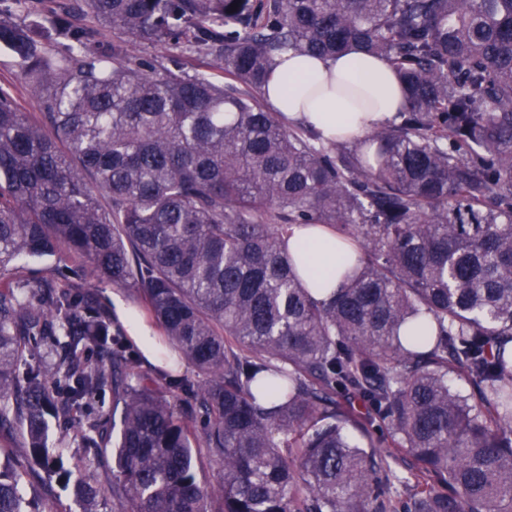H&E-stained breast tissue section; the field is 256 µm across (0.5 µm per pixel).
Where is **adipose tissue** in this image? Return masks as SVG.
<instances>
[{"label":"adipose tissue","mask_w":512,"mask_h":512,"mask_svg":"<svg viewBox=\"0 0 512 512\" xmlns=\"http://www.w3.org/2000/svg\"><path fill=\"white\" fill-rule=\"evenodd\" d=\"M355 92L367 97L368 105L355 104ZM262 96L273 111L310 126L326 140L364 136L374 126L396 121L405 103L404 89L389 65L358 49L335 58L284 55ZM335 240L327 228L297 226L288 241L298 266L325 272V280L316 284L323 292L339 284L331 250Z\"/></svg>","instance_id":"ef3b65f1"}]
</instances>
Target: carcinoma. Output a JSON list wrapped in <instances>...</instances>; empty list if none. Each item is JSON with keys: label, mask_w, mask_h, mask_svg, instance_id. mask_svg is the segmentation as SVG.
<instances>
[{"label": "carcinoma", "mask_w": 512, "mask_h": 512, "mask_svg": "<svg viewBox=\"0 0 512 512\" xmlns=\"http://www.w3.org/2000/svg\"><path fill=\"white\" fill-rule=\"evenodd\" d=\"M38 2L43 39L0 8L42 115L0 86V428L28 462L71 480L51 417L111 444L118 512H512V0ZM353 47L394 69L400 122L325 141L259 99L281 56ZM301 225L358 249L327 299ZM62 251L135 289L186 373L143 370L81 268L21 264ZM107 388L114 435L83 414ZM4 467L0 512H26Z\"/></svg>", "instance_id": "1"}]
</instances>
